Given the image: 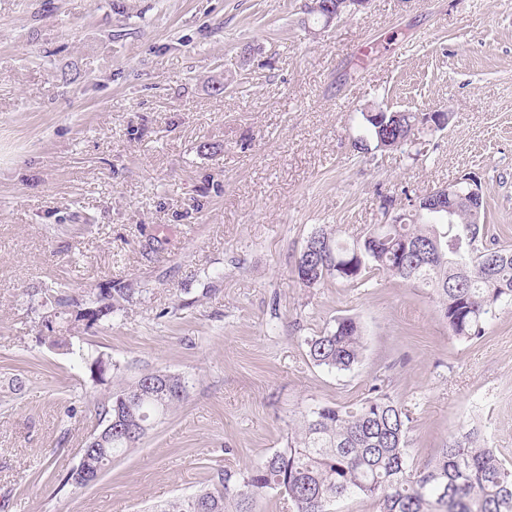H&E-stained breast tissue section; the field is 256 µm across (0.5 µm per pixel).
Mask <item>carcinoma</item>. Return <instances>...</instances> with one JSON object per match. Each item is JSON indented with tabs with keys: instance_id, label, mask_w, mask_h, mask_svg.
<instances>
[{
	"instance_id": "cac0c4a2",
	"label": "carcinoma",
	"mask_w": 512,
	"mask_h": 512,
	"mask_svg": "<svg viewBox=\"0 0 512 512\" xmlns=\"http://www.w3.org/2000/svg\"><path fill=\"white\" fill-rule=\"evenodd\" d=\"M485 229L464 207L451 213L449 224L417 207L400 223L377 224L351 242L333 229L316 231L295 271L309 288L327 278L363 285L371 271L430 287L451 333L471 341L484 335L498 306L512 304V249L483 244ZM117 297L129 301L124 288L87 296L88 327L112 315ZM76 304L62 289L47 290L42 302L62 316ZM305 344L315 365L346 371L360 361L365 336L355 319L343 317ZM188 387L184 376L156 371L112 392L101 411L112 437L88 439L81 454L87 471H103L135 447L157 419L186 399ZM410 421V410L378 385L354 407H307L286 447L245 472L226 470L217 483L154 512H255L269 492L293 512H333L344 498L371 499L378 512H512V465L498 449L479 443L472 428L419 466L407 448Z\"/></svg>"
}]
</instances>
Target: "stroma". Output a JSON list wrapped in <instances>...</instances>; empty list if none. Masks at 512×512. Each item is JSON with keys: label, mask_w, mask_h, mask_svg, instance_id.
<instances>
[{"label": "stroma", "mask_w": 512, "mask_h": 512, "mask_svg": "<svg viewBox=\"0 0 512 512\" xmlns=\"http://www.w3.org/2000/svg\"><path fill=\"white\" fill-rule=\"evenodd\" d=\"M0 0V512H153L286 446L299 411L373 384L411 410L415 463L464 428L512 461V305L482 338L383 274L309 288L322 227L351 240L474 177L512 248V0ZM444 112L419 143L358 152L362 114ZM132 298L70 349L41 291ZM352 317L336 372L306 338ZM189 377L183 403L86 487L65 483L114 388ZM321 1L316 2L314 7L324 14L327 23L350 11L352 6H359L366 2V0H335L334 3ZM308 356L316 366L337 371L350 370L365 349V336L360 324L351 317L336 319L333 326L319 336L305 340Z\"/></svg>", "instance_id": "35a3bbf8"}]
</instances>
